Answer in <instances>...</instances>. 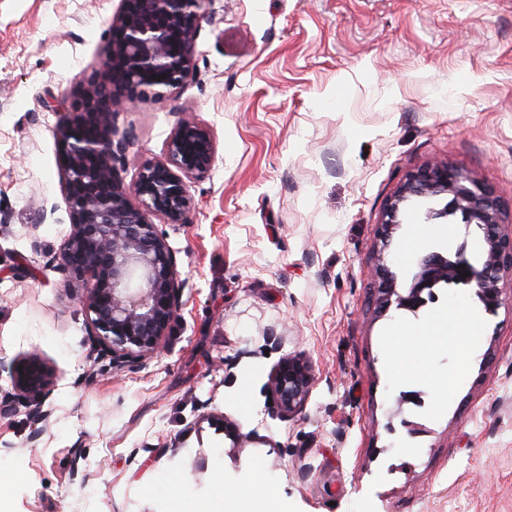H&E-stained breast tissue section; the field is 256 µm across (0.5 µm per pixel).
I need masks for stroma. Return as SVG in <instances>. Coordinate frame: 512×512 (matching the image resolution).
Listing matches in <instances>:
<instances>
[{
	"label": "stroma",
	"mask_w": 512,
	"mask_h": 512,
	"mask_svg": "<svg viewBox=\"0 0 512 512\" xmlns=\"http://www.w3.org/2000/svg\"><path fill=\"white\" fill-rule=\"evenodd\" d=\"M121 0H0V400L8 367L59 373L33 426L0 415V512H172L270 477L280 512H512V280L485 311L441 283L418 311L379 312L376 229L405 178L433 162L493 188L512 215V0H209L179 92L120 112L126 180L181 118L216 159L191 180L186 223L152 216L186 281L163 352L137 369L92 357L54 260L69 230L58 113L99 67ZM447 196L406 202L385 252L400 293L419 260L483 233ZM436 240L405 244L416 225ZM465 300L474 356L428 322ZM422 332L402 342L394 326ZM291 354L315 381L279 418L268 379Z\"/></svg>",
	"instance_id": "1"
}]
</instances>
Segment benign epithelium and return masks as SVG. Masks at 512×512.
I'll return each instance as SVG.
<instances>
[{
    "label": "benign epithelium",
    "mask_w": 512,
    "mask_h": 512,
    "mask_svg": "<svg viewBox=\"0 0 512 512\" xmlns=\"http://www.w3.org/2000/svg\"><path fill=\"white\" fill-rule=\"evenodd\" d=\"M207 0H122L113 16L112 40L101 67L72 107L59 114L62 191L70 231L56 258L64 288L81 304L92 352L114 367L134 369L164 347L182 304L186 281L166 235L150 217L183 224L193 207L188 182L205 177L216 156L211 130L182 118L163 155L144 163L134 180H125L127 136L118 133L120 111L147 98L180 90L196 71L194 47ZM452 196L427 218L461 214L464 224L483 232L481 268L463 257L451 261L434 252L425 256L408 295L379 258V306L388 311L417 309L421 293L441 281L464 278L475 283L486 311L502 304L498 283L512 278V233L503 232L498 197L485 184L448 164H432L411 174L389 201L378 229L386 242L401 223L404 202L415 197ZM12 396L25 404L35 423L48 412L43 405L57 382L55 368L36 354L11 367ZM314 383L311 361L301 355L283 359L269 377L277 414L291 417L305 406Z\"/></svg>",
    "instance_id": "1"
}]
</instances>
